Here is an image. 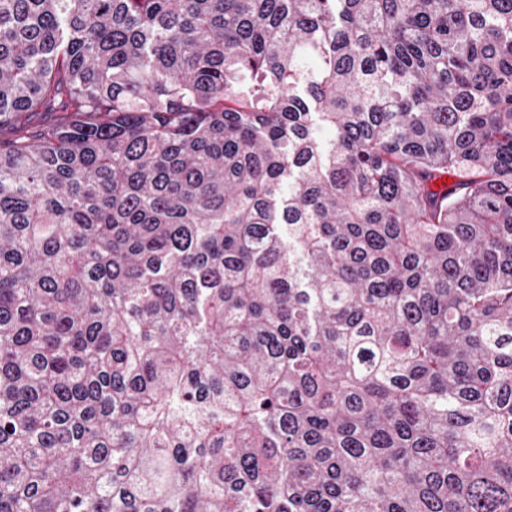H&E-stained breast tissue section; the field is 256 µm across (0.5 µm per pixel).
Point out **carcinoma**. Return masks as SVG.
I'll return each instance as SVG.
<instances>
[{"label": "carcinoma", "mask_w": 512, "mask_h": 512, "mask_svg": "<svg viewBox=\"0 0 512 512\" xmlns=\"http://www.w3.org/2000/svg\"><path fill=\"white\" fill-rule=\"evenodd\" d=\"M2 127L0 512H512V0H0Z\"/></svg>", "instance_id": "1"}]
</instances>
